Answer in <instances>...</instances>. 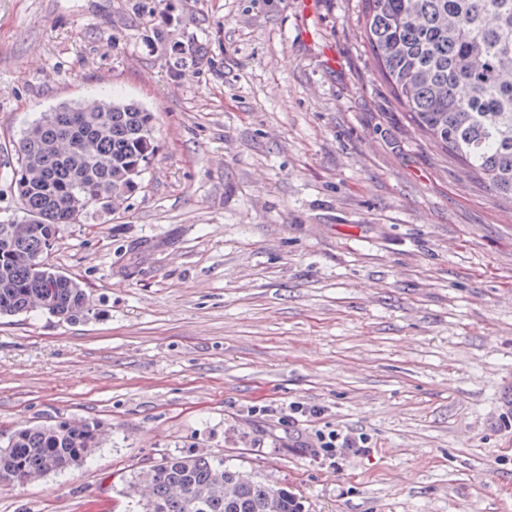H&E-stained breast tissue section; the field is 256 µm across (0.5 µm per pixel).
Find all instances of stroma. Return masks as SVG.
Returning a JSON list of instances; mask_svg holds the SVG:
<instances>
[{"mask_svg":"<svg viewBox=\"0 0 512 512\" xmlns=\"http://www.w3.org/2000/svg\"><path fill=\"white\" fill-rule=\"evenodd\" d=\"M304 2L0 0V222L23 217L8 147L41 112L157 116L123 204L57 229L89 317L0 319V435L108 437L0 485V512H134V472L203 450L302 512H512V202L410 122L361 0ZM321 429L370 450L320 459Z\"/></svg>","mask_w":512,"mask_h":512,"instance_id":"1","label":"stroma"}]
</instances>
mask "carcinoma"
<instances>
[{
	"instance_id": "cac0c4a2",
	"label": "carcinoma",
	"mask_w": 512,
	"mask_h": 512,
	"mask_svg": "<svg viewBox=\"0 0 512 512\" xmlns=\"http://www.w3.org/2000/svg\"><path fill=\"white\" fill-rule=\"evenodd\" d=\"M378 76L421 135L512 201V0H362ZM156 114L95 97L44 112L12 143L25 220L0 223V317L84 319L86 288L48 262L57 225L115 207L153 156ZM103 432L86 421L23 426L0 445V484L24 488L85 464ZM141 512H301L288 488L208 453L166 454L128 482Z\"/></svg>"
}]
</instances>
